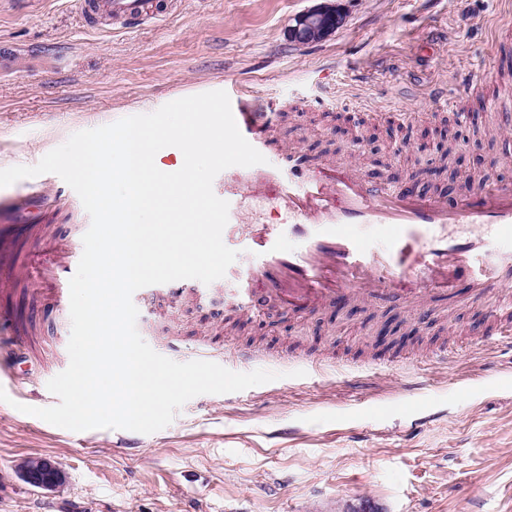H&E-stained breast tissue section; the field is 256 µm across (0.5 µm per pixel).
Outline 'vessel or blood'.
Returning a JSON list of instances; mask_svg holds the SVG:
<instances>
[{"instance_id":"b4317fda","label":"vessel or blood","mask_w":512,"mask_h":512,"mask_svg":"<svg viewBox=\"0 0 512 512\" xmlns=\"http://www.w3.org/2000/svg\"><path fill=\"white\" fill-rule=\"evenodd\" d=\"M76 6L85 17L105 12L127 30L172 11L171 0H77ZM234 118L243 137L265 151L270 127L261 113L238 110ZM213 191L229 204L223 241L246 258L227 271L224 300L246 313L259 312L272 298L299 314L346 295L413 302L428 288L451 290L461 274L478 300L499 291L503 272L512 271L511 182L477 184L468 203L452 207L344 166L334 177L318 176L291 153L227 168ZM251 196L284 206L287 223H244L242 203ZM284 234L293 241L286 251L278 245ZM80 257L67 251L53 276L50 305L58 313L67 311ZM0 334L13 348L8 366L17 369L26 348L5 313Z\"/></svg>"}]
</instances>
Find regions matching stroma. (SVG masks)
I'll return each mask as SVG.
<instances>
[{
    "label": "stroma",
    "instance_id": "stroma-1",
    "mask_svg": "<svg viewBox=\"0 0 512 512\" xmlns=\"http://www.w3.org/2000/svg\"><path fill=\"white\" fill-rule=\"evenodd\" d=\"M344 25L322 42L295 45L288 27L320 4ZM512 0H182L166 20L138 30L89 26L75 0H0V42L30 59L0 75V169L32 166L73 133L150 113L195 94L245 85L248 105L274 115L270 158L306 155L367 177L418 176L432 199L465 201L469 184L512 182V70L495 31ZM446 90L448 107L434 89ZM498 106L471 104L478 93ZM411 120H401V113ZM455 144L453 170L434 175ZM40 210L0 243V312L27 329L43 376L0 372V512H512V394L485 389L512 371L494 334L496 296L469 300L434 289L419 307L349 299L286 312H227L200 281L178 299L139 308L150 347L175 343L260 349L272 382L188 401L165 429L73 432L20 412L58 399L47 382L69 364L49 301L36 289L62 245L82 249L90 217L57 175L0 188L5 213ZM388 328L392 341L377 344ZM454 347L457 361L440 352ZM473 394L453 395L456 379ZM422 382L429 407L397 408ZM54 460L62 480L37 488L24 463Z\"/></svg>",
    "mask_w": 512,
    "mask_h": 512
}]
</instances>
